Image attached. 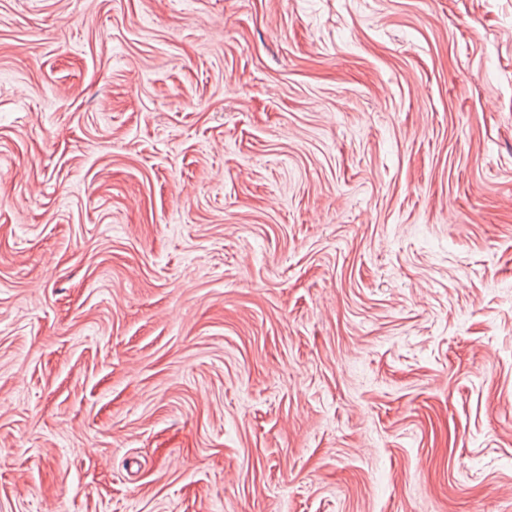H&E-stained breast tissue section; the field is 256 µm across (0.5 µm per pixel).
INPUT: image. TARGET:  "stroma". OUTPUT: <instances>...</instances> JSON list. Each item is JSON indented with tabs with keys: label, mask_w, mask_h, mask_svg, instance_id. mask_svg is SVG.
<instances>
[{
	"label": "stroma",
	"mask_w": 512,
	"mask_h": 512,
	"mask_svg": "<svg viewBox=\"0 0 512 512\" xmlns=\"http://www.w3.org/2000/svg\"><path fill=\"white\" fill-rule=\"evenodd\" d=\"M0 512H512V0H0Z\"/></svg>",
	"instance_id": "1"
}]
</instances>
